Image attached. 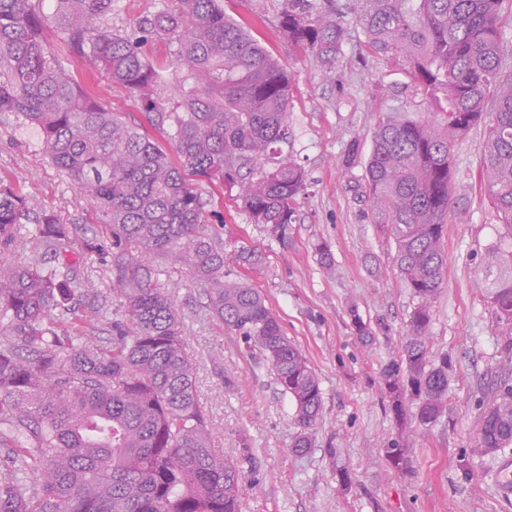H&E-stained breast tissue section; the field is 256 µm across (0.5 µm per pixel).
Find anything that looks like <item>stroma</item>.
I'll use <instances>...</instances> for the list:
<instances>
[{
    "label": "stroma",
    "instance_id": "35a3bbf8",
    "mask_svg": "<svg viewBox=\"0 0 512 512\" xmlns=\"http://www.w3.org/2000/svg\"><path fill=\"white\" fill-rule=\"evenodd\" d=\"M223 6L294 73L286 151L304 166L308 188L299 199L301 221L289 225L286 241L251 223L234 188H206L210 227L225 252L245 246L263 254L262 265L235 266L231 273L262 294L323 393L315 446L293 453L294 408L262 351L212 319L204 286L189 274H173L183 348L195 366L214 448L242 466L241 512H512V491L497 484L512 447L485 455L476 441L480 402L505 358L484 267L498 249L512 247V226L499 223L483 182L484 125L451 148L455 209L444 226L447 266L428 339L432 363L452 362L448 410L429 427L411 428L412 472L402 475L384 452L400 429L379 373L401 353L415 300L392 267V243L370 220L366 163L382 118L402 111L429 120L434 107L405 65L366 50L355 24H348L344 51L327 72L289 48L278 27L258 20L247 0H224ZM71 71L79 87L100 91L111 111L172 151L168 134L150 126L124 91L108 90L105 77L79 65ZM354 141L359 153L350 162L347 148ZM0 181L70 225L69 251L79 258L75 285L98 288L93 331L110 336L118 314L110 294L112 242L99 235L90 200L45 159L37 129L12 112L0 113ZM321 241L332 250L334 273L319 263L315 246ZM353 307L374 328L372 342L358 339ZM343 469L352 476L347 488L337 480Z\"/></svg>",
    "mask_w": 512,
    "mask_h": 512
}]
</instances>
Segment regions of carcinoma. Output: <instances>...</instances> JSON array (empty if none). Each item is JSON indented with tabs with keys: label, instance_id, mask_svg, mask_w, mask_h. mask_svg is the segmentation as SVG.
I'll list each match as a JSON object with an SVG mask.
<instances>
[{
	"label": "carcinoma",
	"instance_id": "carcinoma-1",
	"mask_svg": "<svg viewBox=\"0 0 512 512\" xmlns=\"http://www.w3.org/2000/svg\"><path fill=\"white\" fill-rule=\"evenodd\" d=\"M0 0V113L17 112L41 132V148L96 207L112 237V297L121 318L106 341L75 296L66 259L71 228L0 182V512H239L240 466L217 456L185 355L181 317L160 276L175 267L208 286L209 310L224 329L253 341L294 407L293 451L314 447L323 409L319 378L277 317L230 261L210 229L203 185L239 189L252 223L279 240L298 220L304 167L282 145L292 75L237 21L222 0H174L131 27L113 21L117 0ZM290 47L330 70L341 55L345 19L373 53L407 64L436 108L434 121L388 115L374 131L366 165L371 223L393 241L394 266L417 300L398 359L381 370L399 424L424 428L447 410L448 360L431 364L427 331L446 256L453 143L492 120L480 147L486 189L501 223L512 225V46L501 18L512 0H269ZM73 57L136 99L170 128L179 162L77 87L45 30ZM173 48L177 110L158 93L163 67L145 45ZM197 178L192 183L187 175ZM31 223L33 227L24 226ZM28 249L30 260L3 258ZM488 300L512 351V251L498 252ZM418 400L415 411L407 398ZM481 453L512 445V365L483 402ZM409 471L408 445L386 448Z\"/></svg>",
	"mask_w": 512,
	"mask_h": 512
}]
</instances>
